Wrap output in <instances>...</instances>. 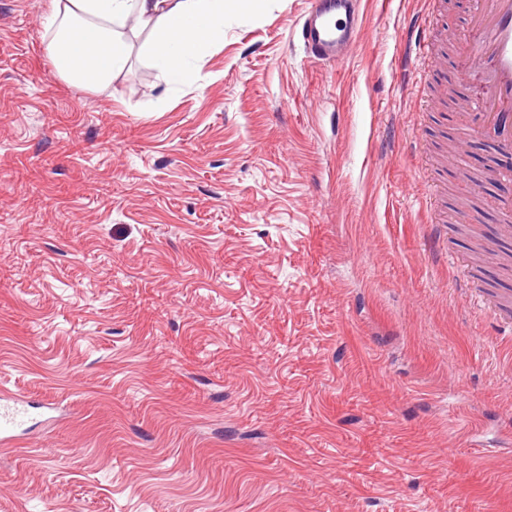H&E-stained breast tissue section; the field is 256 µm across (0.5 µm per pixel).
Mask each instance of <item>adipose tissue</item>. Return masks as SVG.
Returning <instances> with one entry per match:
<instances>
[{"label":"adipose tissue","mask_w":512,"mask_h":512,"mask_svg":"<svg viewBox=\"0 0 512 512\" xmlns=\"http://www.w3.org/2000/svg\"><path fill=\"white\" fill-rule=\"evenodd\" d=\"M258 0H54L45 19L56 73L105 90L130 64L149 57L169 87L185 85L224 36V16H246Z\"/></svg>","instance_id":"obj_1"}]
</instances>
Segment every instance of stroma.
<instances>
[{
  "label": "stroma",
  "mask_w": 512,
  "mask_h": 512,
  "mask_svg": "<svg viewBox=\"0 0 512 512\" xmlns=\"http://www.w3.org/2000/svg\"><path fill=\"white\" fill-rule=\"evenodd\" d=\"M51 6L0 0V512H512V340L478 307L512 279L454 286L499 234L453 211L494 152L454 105L418 125L406 40L467 0H361L337 65L310 0H264L187 85L137 52L99 92L56 76ZM353 0H312L299 30L306 56L314 63L335 64L344 59L343 49L359 40L363 17ZM12 403V404H11ZM18 398L15 393L1 390L0 393V443L6 446L9 443L10 431L15 429L21 422L22 414L17 407ZM3 410V411H2Z\"/></svg>",
  "instance_id": "35a3bbf8"
}]
</instances>
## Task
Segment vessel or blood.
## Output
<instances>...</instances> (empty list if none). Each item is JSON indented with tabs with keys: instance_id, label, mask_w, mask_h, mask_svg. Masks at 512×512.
<instances>
[{
	"instance_id": "vessel-or-blood-1",
	"label": "vessel or blood",
	"mask_w": 512,
	"mask_h": 512,
	"mask_svg": "<svg viewBox=\"0 0 512 512\" xmlns=\"http://www.w3.org/2000/svg\"><path fill=\"white\" fill-rule=\"evenodd\" d=\"M362 28L356 0H312L299 36L312 62L335 64L343 61L345 49L357 44ZM458 52L468 62L458 75L460 81H469L478 71L486 75L485 90L466 97L461 120L476 138L484 136L487 128L500 130V147L511 152L512 0H472ZM16 401L14 393H0V444L4 446L9 443L10 431L21 422Z\"/></svg>"
}]
</instances>
